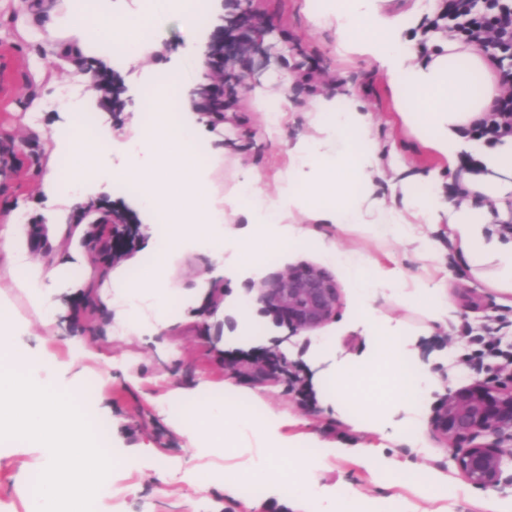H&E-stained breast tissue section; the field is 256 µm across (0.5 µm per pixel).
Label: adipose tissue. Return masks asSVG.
I'll list each match as a JSON object with an SVG mask.
<instances>
[{"label":"adipose tissue","instance_id":"1","mask_svg":"<svg viewBox=\"0 0 512 512\" xmlns=\"http://www.w3.org/2000/svg\"><path fill=\"white\" fill-rule=\"evenodd\" d=\"M311 23L333 28L339 48L377 64L387 79L396 111L417 137L448 160L467 151L481 163V172H465L461 183L469 199L460 205L446 202L437 178H430L424 193H410L401 208L387 206L376 196V160L379 143L369 133L372 116L352 92L317 96L309 109L310 136L298 140L289 150L291 162L282 173L283 188L278 198L266 199L256 191L257 176L242 181L227 203L210 199L205 193L208 170L198 163L192 141L185 133L193 123L189 112V83L181 71L153 67L144 70L146 85L139 103L141 116L130 139L116 142L101 129H88L85 113L93 108L90 97L62 89L53 99L34 98L30 115L39 118L49 108L62 120L51 132L55 151L41 181L48 204L62 203L74 214L72 221L60 213L47 212L50 242L70 240L79 245L90 223L99 215L90 211L88 194L101 176L132 183L141 203L151 210L168 206L169 189H180L182 219L165 225L156 247V259L137 280L122 288L104 283L100 294L118 327L141 335H153L170 322L168 301L171 266L169 259L190 244L220 249L222 226L227 213L246 215L244 240L232 242L234 253L247 254L250 265L263 262L264 254L285 245L296 231L290 222L301 215L314 224H357L365 234H389L402 242L414 240L417 251L426 256L437 252L434 240L413 236L414 225L439 223L447 219L449 236L458 244L472 270L491 266L496 284L512 291V238L488 232L493 220L488 201H504L512 194V140L488 146L464 140L463 126L491 109L502 88L485 56L455 39L441 42L429 60H420L417 42L405 38L406 17L383 15L378 0H309ZM19 30L23 38L41 43L43 54L33 57L35 78H42L51 64L65 62L84 84H92L97 70L112 65L115 56L131 64L153 54L157 36L170 20H177L188 40L202 46L212 25L224 13L222 0H135L126 8L124 0H24ZM208 25H201L200 17ZM165 152H157V144ZM26 208L14 209L0 221V258L19 273L15 286L27 297L47 335H54L64 316V304L54 290L63 271L72 269L66 260L47 269L28 256L25 226ZM257 241L261 250L249 251L245 242ZM328 257L345 267L366 312L371 335L369 359L349 362L329 372L332 391H343L354 378L363 380L366 395L357 411L364 424L379 422L387 409L404 414L411 424L423 399L436 387L428 373L407 380L403 364L412 363L415 351L396 324L372 315L378 291H398L405 283L396 269L365 265L349 251L331 249ZM243 424L232 406L210 403L198 411L177 417L176 428L183 434L203 438L211 451L224 447V424ZM328 452L309 460L284 456L271 446L269 467L254 472L252 479L266 489H277L296 472L307 479L295 483L289 498L310 499L309 477L326 467Z\"/></svg>","mask_w":512,"mask_h":512}]
</instances>
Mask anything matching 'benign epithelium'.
Instances as JSON below:
<instances>
[{"label": "benign epithelium", "mask_w": 512, "mask_h": 512, "mask_svg": "<svg viewBox=\"0 0 512 512\" xmlns=\"http://www.w3.org/2000/svg\"><path fill=\"white\" fill-rule=\"evenodd\" d=\"M269 31L264 18L244 8L224 18L204 50L205 65L224 67V85H202L191 91L196 111L213 118L224 117L225 101L258 78L251 67ZM137 225L116 213L90 234L93 242L106 241L105 254L116 259L118 245L134 235ZM261 311L293 332L312 333L331 322L339 311L341 293L334 277L323 267L304 263L261 280L256 286ZM286 372V362L276 354L266 356L259 367L264 376ZM430 424L450 450L452 462L463 481L485 491H499L502 476L512 467V370L494 378L475 379L451 392L433 408Z\"/></svg>", "instance_id": "7a95c632"}]
</instances>
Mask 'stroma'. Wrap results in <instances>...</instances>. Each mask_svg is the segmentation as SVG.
Instances as JSON below:
<instances>
[{
    "label": "stroma",
    "instance_id": "stroma-1",
    "mask_svg": "<svg viewBox=\"0 0 512 512\" xmlns=\"http://www.w3.org/2000/svg\"><path fill=\"white\" fill-rule=\"evenodd\" d=\"M250 2L272 25L267 40L276 46L271 57L255 56L254 64L265 74L288 73L291 84L283 102L281 133L268 130L264 113L254 111L243 93L234 100L228 120L204 121L199 160L212 168L214 198L230 194L249 174L259 175L257 187L263 196H275L279 174L288 164L290 143L311 131V100L335 91L340 82L361 96L373 119L370 134L384 149L385 177L377 183V196L400 202L404 189L431 175L440 177L443 189H450L455 171L403 125L384 76L365 58L342 55L334 29L317 28L309 21L305 0ZM35 50L17 33L11 13L0 11V128L16 146L10 171L0 175V219L23 206L29 209L32 223L39 225L45 198L38 178L54 149L44 131L56 123L58 114L44 112L36 130L27 123V109L33 97L50 95L54 83L65 80L68 73L53 65L42 81H35L28 62ZM313 57L319 58L321 66L316 72L319 83L311 87L300 77ZM108 74L112 83L124 87L125 107L119 112L100 107L90 117L95 125L111 127L113 137L122 141L131 133L142 89L124 64H116ZM218 147L225 148L226 154L216 160L211 151ZM100 199L103 207L113 211H132L139 223L126 255L112 265L113 281L122 283L152 260L153 218L122 183H113L111 192ZM299 230V238L289 247L270 253L253 269L220 259L209 249L192 248L175 255L171 285L178 293L173 298V317L167 328L151 338L129 332L109 334L107 310L83 308V295L102 283L101 263L92 252L84 254L86 283L66 275L59 281L69 292V322L52 336L44 335L26 297L11 288L10 276L0 266V301L32 323L20 346L39 350L60 363L62 381L79 379L93 387L89 407L106 426L104 447L120 457L112 472L113 492L97 500L93 512H296L284 496L270 497L263 491L231 495L198 482L200 471L247 480L246 457L265 453L262 436L236 425L226 428L229 448L208 456L199 455L192 440L174 429L172 420L182 409L193 410L219 397L244 401L246 407L260 412L284 446L336 449V456L313 485L316 507H325L337 483L344 481L373 499L399 494L411 512H512L511 487L500 494L461 484L444 442L429 426L433 403L449 390L472 378H491L503 366V359L492 358L486 367L475 368L470 356L476 344L463 335L462 327L479 325L498 314L512 317V294L472 274L449 240L444 223L428 230L438 245L433 260L416 253L411 243L367 237L354 224L303 223ZM332 243L357 253L367 264L396 269L406 285L431 280L445 287L455 316L449 324L433 320L424 306L401 293L381 294L374 303L380 316L400 324L412 338L417 368L440 381L421 407L419 435L388 436L358 424L354 411L359 384H352L344 399L326 384L332 361L364 359L370 352L350 278L322 251L323 245ZM302 263L326 268L340 288L338 314L319 334L336 352L332 361L314 358L315 337L292 333L288 326L259 313L253 300V283ZM216 287L224 290L222 305L189 306L195 289ZM265 350L278 352L291 363V377L257 380L255 359ZM175 389L184 391V399L170 400ZM40 457L34 448L10 444L0 448V512H27L28 500L16 488L22 474L33 471ZM431 480L458 484L460 490L451 498L425 493Z\"/></svg>",
    "mask_w": 512,
    "mask_h": 512
}]
</instances>
